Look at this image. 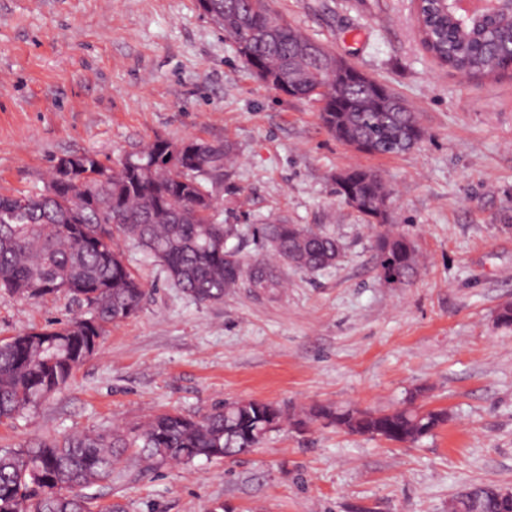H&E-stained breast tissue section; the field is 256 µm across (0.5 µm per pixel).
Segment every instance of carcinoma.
<instances>
[{
	"instance_id": "cac0c4a2",
	"label": "carcinoma",
	"mask_w": 512,
	"mask_h": 512,
	"mask_svg": "<svg viewBox=\"0 0 512 512\" xmlns=\"http://www.w3.org/2000/svg\"><path fill=\"white\" fill-rule=\"evenodd\" d=\"M216 29L244 43L245 66L259 61L273 77H288L298 97L323 101V125L336 140L368 155H399L424 137L417 113L405 103L390 108L355 83L337 88L318 56L298 51L311 38L275 13L269 0H206L200 5ZM428 52L464 78H488L512 69V5L504 0L485 18L462 19L450 3L423 0L418 14ZM229 143L156 139L107 168L92 152L67 155L69 184L58 191L57 164L35 195L0 196V291L22 299L64 295L84 308L65 322L0 339V422L10 420L61 389L96 353L109 325L139 311L146 296L141 277L125 259L120 241L159 263L171 285L199 303L224 300L242 285L273 292L282 268L317 272L336 265L342 245L302 224L273 220L256 235L263 255L245 260L230 251L235 224L217 220L207 184L230 177ZM353 193L358 212L385 213L390 192L381 176L351 168L336 194ZM379 276L407 282L420 264L405 235L379 224L373 243ZM265 409L232 401L188 418L154 415L141 425L96 434L65 435L27 448L0 450V512H124L120 504L97 508L83 490L112 476L131 448L149 458L188 464L199 457H234L257 448ZM332 420L351 434L414 444L448 420L445 410L412 405L388 412L315 406L305 421ZM476 489L459 490L449 512H502Z\"/></svg>"
}]
</instances>
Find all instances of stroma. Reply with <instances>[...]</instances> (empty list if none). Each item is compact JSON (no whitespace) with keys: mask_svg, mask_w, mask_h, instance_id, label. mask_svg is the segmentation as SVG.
Listing matches in <instances>:
<instances>
[{"mask_svg":"<svg viewBox=\"0 0 512 512\" xmlns=\"http://www.w3.org/2000/svg\"><path fill=\"white\" fill-rule=\"evenodd\" d=\"M271 6L405 99L422 143L372 156L336 141L314 102L257 80L198 0H0V194L43 191L70 153L115 161L158 138L226 141L233 176L210 191L243 257L270 218L344 247L334 267L286 269L278 291L200 304L124 244L149 286L141 309L108 327L66 387L0 422V449L239 399L288 413L412 401L448 413L413 445L286 425L232 458L176 464L129 449L89 492L125 512H448L462 486L512 489V326L495 321L512 303V73L469 80L441 66L412 0ZM356 166L392 188L389 221L424 258L409 283L380 279L366 217L336 194V174ZM79 312L62 295L0 292V337Z\"/></svg>","mask_w":512,"mask_h":512,"instance_id":"obj_1","label":"stroma"}]
</instances>
